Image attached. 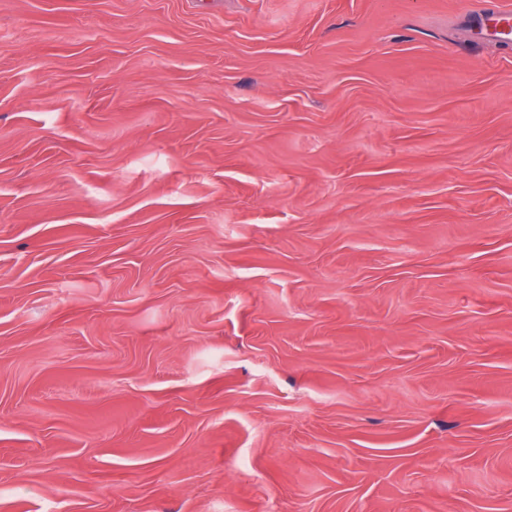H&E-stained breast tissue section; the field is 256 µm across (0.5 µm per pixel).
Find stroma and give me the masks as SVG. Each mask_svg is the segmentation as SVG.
Listing matches in <instances>:
<instances>
[{
    "label": "stroma",
    "mask_w": 512,
    "mask_h": 512,
    "mask_svg": "<svg viewBox=\"0 0 512 512\" xmlns=\"http://www.w3.org/2000/svg\"><path fill=\"white\" fill-rule=\"evenodd\" d=\"M512 0H0V512H512Z\"/></svg>",
    "instance_id": "stroma-1"
}]
</instances>
